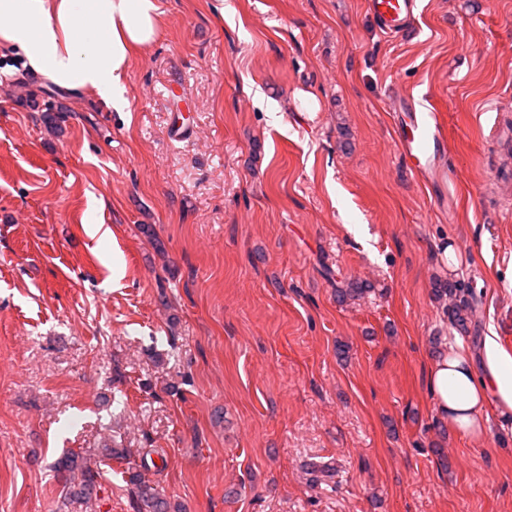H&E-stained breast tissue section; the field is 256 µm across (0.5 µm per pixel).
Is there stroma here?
I'll use <instances>...</instances> for the list:
<instances>
[{"instance_id": "1", "label": "stroma", "mask_w": 512, "mask_h": 512, "mask_svg": "<svg viewBox=\"0 0 512 512\" xmlns=\"http://www.w3.org/2000/svg\"><path fill=\"white\" fill-rule=\"evenodd\" d=\"M158 2L123 112L0 53V512H134L132 470L173 512H512V418L450 433L425 382L455 337L512 351V0H420L394 38L364 0ZM396 87L455 184L395 151ZM350 279L375 289L337 302ZM53 468L63 475L66 481H71V474L77 472L80 475L79 483L74 484L75 493L82 498H88L95 490L100 478V472L87 464L79 455L69 454L58 459Z\"/></svg>"}]
</instances>
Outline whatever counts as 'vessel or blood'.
I'll use <instances>...</instances> for the list:
<instances>
[{
    "label": "vessel or blood",
    "mask_w": 512,
    "mask_h": 512,
    "mask_svg": "<svg viewBox=\"0 0 512 512\" xmlns=\"http://www.w3.org/2000/svg\"><path fill=\"white\" fill-rule=\"evenodd\" d=\"M365 8L377 30L393 37L406 34L415 19L418 0H365ZM394 121V144L425 184L445 185L455 178L448 168L445 151L447 133L439 113L425 111L421 101L410 93H397L390 99Z\"/></svg>",
    "instance_id": "vessel-or-blood-1"
}]
</instances>
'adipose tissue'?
<instances>
[{
	"label": "adipose tissue",
	"mask_w": 512,
	"mask_h": 512,
	"mask_svg": "<svg viewBox=\"0 0 512 512\" xmlns=\"http://www.w3.org/2000/svg\"><path fill=\"white\" fill-rule=\"evenodd\" d=\"M162 25L157 0H0V45L27 71L120 112L130 63ZM426 385L450 432L481 436L491 414L512 416V352L494 336L478 353L455 341L432 361Z\"/></svg>",
	"instance_id": "adipose-tissue-1"
}]
</instances>
